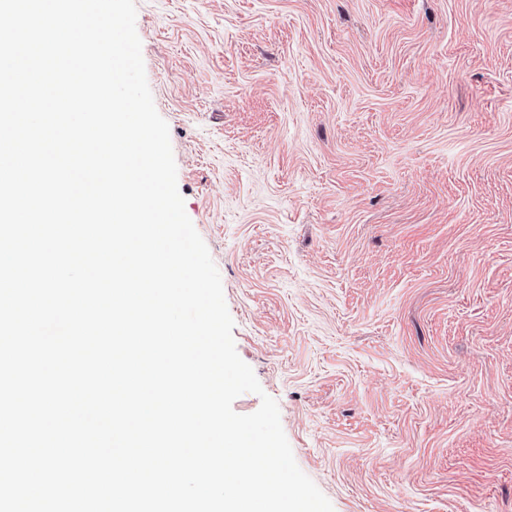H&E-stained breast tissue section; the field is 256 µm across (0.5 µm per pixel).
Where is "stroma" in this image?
<instances>
[{
	"label": "stroma",
	"instance_id": "35a3bbf8",
	"mask_svg": "<svg viewBox=\"0 0 512 512\" xmlns=\"http://www.w3.org/2000/svg\"><path fill=\"white\" fill-rule=\"evenodd\" d=\"M241 359L334 512H512V0H135Z\"/></svg>",
	"mask_w": 512,
	"mask_h": 512
}]
</instances>
